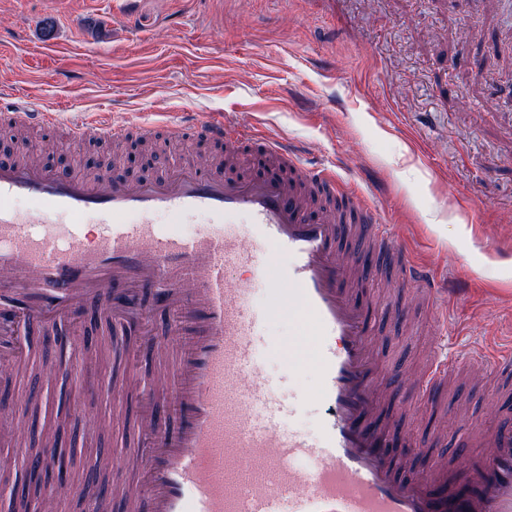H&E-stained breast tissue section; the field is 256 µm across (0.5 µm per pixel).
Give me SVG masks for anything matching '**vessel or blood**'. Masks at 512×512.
<instances>
[{
	"label": "vessel or blood",
	"mask_w": 512,
	"mask_h": 512,
	"mask_svg": "<svg viewBox=\"0 0 512 512\" xmlns=\"http://www.w3.org/2000/svg\"><path fill=\"white\" fill-rule=\"evenodd\" d=\"M25 127L62 128L76 143L173 138L214 155L137 181L108 165L60 173L0 161V362L22 354L19 336L94 306L129 373L140 358L153 364L140 391L145 440L120 459L138 479L113 489L124 512H512V347L461 363L433 357L427 391L463 369L489 377L500 422L472 435L482 453L466 469L401 476L427 445L407 440L384 412L378 382L387 371L372 349L378 306L357 290L382 265L434 308H447L448 291L334 173L304 163L287 139H256L208 113H182L174 127L99 113L67 120L1 87L0 130ZM19 199L31 210H16ZM197 213L206 224L176 231ZM162 215L170 228L158 225ZM348 238L368 256L343 258ZM257 276L272 295L262 309L252 301ZM285 309L302 315L313 340L325 413L314 442L284 428L296 406L259 374L256 338ZM164 313L169 338L151 336Z\"/></svg>",
	"instance_id": "1"
}]
</instances>
